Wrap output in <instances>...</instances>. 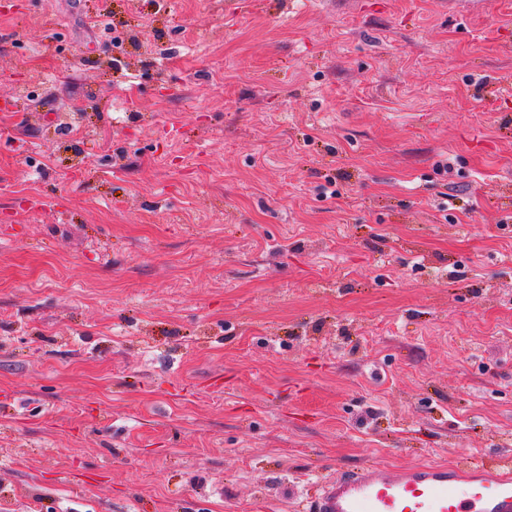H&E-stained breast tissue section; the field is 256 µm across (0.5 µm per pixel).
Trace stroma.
<instances>
[{
	"label": "stroma",
	"instance_id": "35a3bbf8",
	"mask_svg": "<svg viewBox=\"0 0 512 512\" xmlns=\"http://www.w3.org/2000/svg\"><path fill=\"white\" fill-rule=\"evenodd\" d=\"M448 2L0 0V512L512 455V0Z\"/></svg>",
	"mask_w": 512,
	"mask_h": 512
}]
</instances>
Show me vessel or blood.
Segmentation results:
<instances>
[{"label":"vessel or blood","instance_id":"vessel-or-blood-1","mask_svg":"<svg viewBox=\"0 0 512 512\" xmlns=\"http://www.w3.org/2000/svg\"><path fill=\"white\" fill-rule=\"evenodd\" d=\"M308 512H512V467L368 465L323 482Z\"/></svg>","mask_w":512,"mask_h":512}]
</instances>
